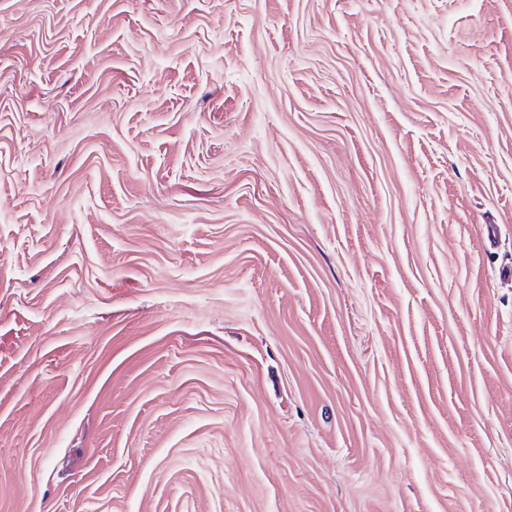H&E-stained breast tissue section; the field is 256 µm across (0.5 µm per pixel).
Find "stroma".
<instances>
[{
	"label": "stroma",
	"instance_id": "35a3bbf8",
	"mask_svg": "<svg viewBox=\"0 0 512 512\" xmlns=\"http://www.w3.org/2000/svg\"><path fill=\"white\" fill-rule=\"evenodd\" d=\"M509 264L512 0H0V512H512Z\"/></svg>",
	"mask_w": 512,
	"mask_h": 512
}]
</instances>
